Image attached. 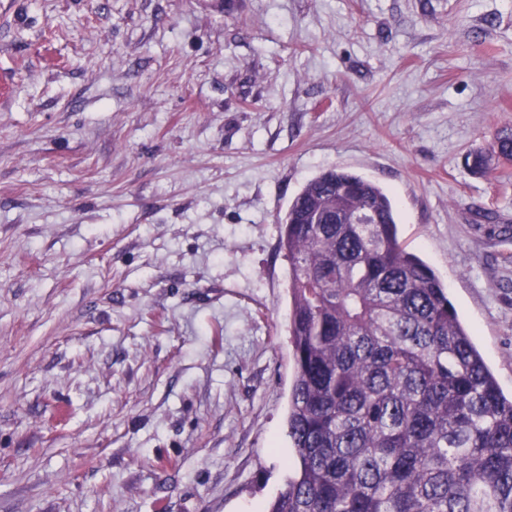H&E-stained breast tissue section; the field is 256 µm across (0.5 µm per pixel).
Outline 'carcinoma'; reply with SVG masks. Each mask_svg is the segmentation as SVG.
Returning <instances> with one entry per match:
<instances>
[{
	"mask_svg": "<svg viewBox=\"0 0 512 512\" xmlns=\"http://www.w3.org/2000/svg\"><path fill=\"white\" fill-rule=\"evenodd\" d=\"M512 162V127L470 168ZM372 211L328 224L320 211ZM288 260L296 466L266 512H512V397L448 298L399 238L377 183L332 168L277 219Z\"/></svg>",
	"mask_w": 512,
	"mask_h": 512,
	"instance_id": "1",
	"label": "carcinoma"
}]
</instances>
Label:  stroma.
<instances>
[{
    "mask_svg": "<svg viewBox=\"0 0 512 512\" xmlns=\"http://www.w3.org/2000/svg\"><path fill=\"white\" fill-rule=\"evenodd\" d=\"M512 0H0V512H264L276 219L388 190L512 392ZM493 156L512 162V127H503L495 132L490 153L483 151L471 153L468 157V159H471L469 166L475 173L491 175L490 162Z\"/></svg>",
    "mask_w": 512,
    "mask_h": 512,
    "instance_id": "35a3bbf8",
    "label": "stroma"
}]
</instances>
